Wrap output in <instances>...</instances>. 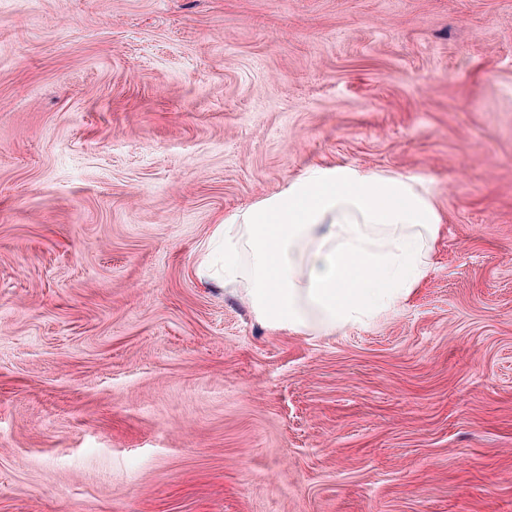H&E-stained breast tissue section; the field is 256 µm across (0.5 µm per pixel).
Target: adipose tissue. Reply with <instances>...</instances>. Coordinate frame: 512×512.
<instances>
[{
    "mask_svg": "<svg viewBox=\"0 0 512 512\" xmlns=\"http://www.w3.org/2000/svg\"><path fill=\"white\" fill-rule=\"evenodd\" d=\"M442 222L419 179L353 165H316L279 194L218 225L222 273L276 331L324 334L378 317L431 267Z\"/></svg>",
    "mask_w": 512,
    "mask_h": 512,
    "instance_id": "adipose-tissue-1",
    "label": "adipose tissue"
}]
</instances>
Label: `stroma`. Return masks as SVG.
<instances>
[{"label":"stroma","mask_w":512,"mask_h":512,"mask_svg":"<svg viewBox=\"0 0 512 512\" xmlns=\"http://www.w3.org/2000/svg\"><path fill=\"white\" fill-rule=\"evenodd\" d=\"M339 162L433 265L270 332L199 257ZM0 512H512V0H0Z\"/></svg>","instance_id":"1"}]
</instances>
